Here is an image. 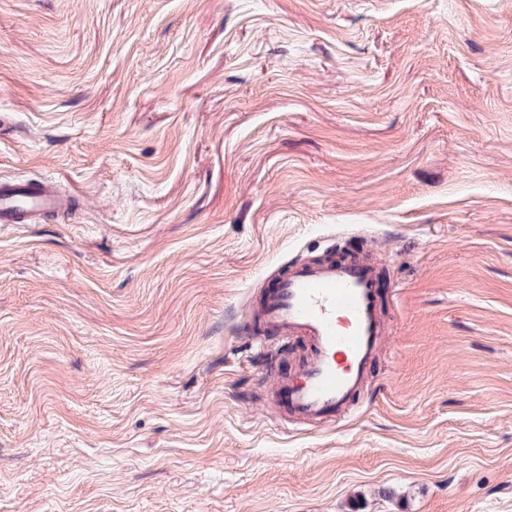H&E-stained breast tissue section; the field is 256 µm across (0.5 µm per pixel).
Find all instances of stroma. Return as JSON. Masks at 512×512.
I'll use <instances>...</instances> for the list:
<instances>
[{"instance_id":"1","label":"stroma","mask_w":512,"mask_h":512,"mask_svg":"<svg viewBox=\"0 0 512 512\" xmlns=\"http://www.w3.org/2000/svg\"><path fill=\"white\" fill-rule=\"evenodd\" d=\"M0 512H512V0H0ZM391 336L345 422L250 303L331 242ZM70 197L61 193L53 181L30 185L0 181V224H27L37 213L65 211Z\"/></svg>"}]
</instances>
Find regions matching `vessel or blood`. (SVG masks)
I'll list each match as a JSON object with an SVG mask.
<instances>
[{"mask_svg": "<svg viewBox=\"0 0 512 512\" xmlns=\"http://www.w3.org/2000/svg\"><path fill=\"white\" fill-rule=\"evenodd\" d=\"M69 196L53 181H0V224H24L60 212ZM375 259L358 255L289 262L253 308L251 319L277 336L299 337L307 357L296 374L279 375L271 401L293 425L352 418L369 391V371L391 327L379 299Z\"/></svg>", "mask_w": 512, "mask_h": 512, "instance_id": "1", "label": "vessel or blood"}]
</instances>
